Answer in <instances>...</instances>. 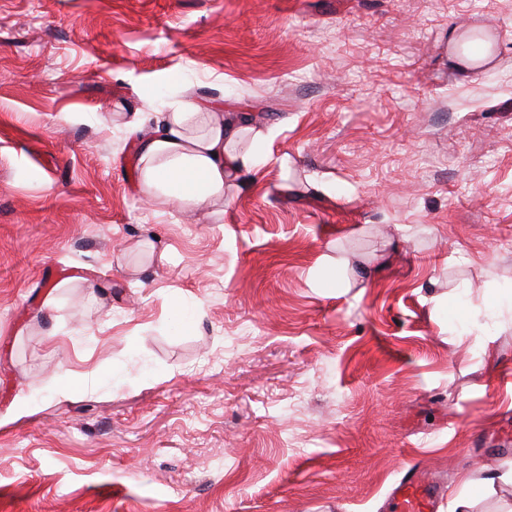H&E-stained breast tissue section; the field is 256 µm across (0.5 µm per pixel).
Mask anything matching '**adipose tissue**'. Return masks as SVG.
<instances>
[{
	"mask_svg": "<svg viewBox=\"0 0 512 512\" xmlns=\"http://www.w3.org/2000/svg\"><path fill=\"white\" fill-rule=\"evenodd\" d=\"M242 132L220 106L172 104L158 126L139 137L137 165L146 193L181 209L223 202L226 182L252 162L234 149Z\"/></svg>",
	"mask_w": 512,
	"mask_h": 512,
	"instance_id": "ef3b65f1",
	"label": "adipose tissue"
}]
</instances>
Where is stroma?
Returning <instances> with one entry per match:
<instances>
[{"instance_id":"obj_1","label":"stroma","mask_w":512,"mask_h":512,"mask_svg":"<svg viewBox=\"0 0 512 512\" xmlns=\"http://www.w3.org/2000/svg\"><path fill=\"white\" fill-rule=\"evenodd\" d=\"M178 97L250 122L223 203L140 187ZM411 461L512 512V0H0V512H389ZM461 38L462 36H460L458 40L452 41L454 53L451 55H453V59L459 66L463 67L465 70L477 73L490 62L491 53L489 50L474 53L467 42L459 41ZM458 47L461 48V52L458 50Z\"/></svg>"}]
</instances>
